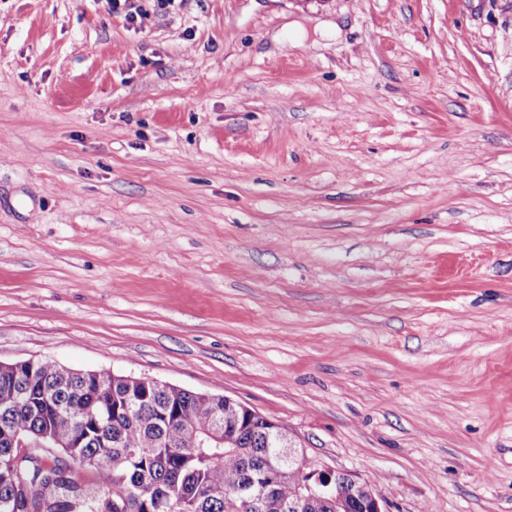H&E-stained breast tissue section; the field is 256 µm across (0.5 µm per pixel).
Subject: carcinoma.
<instances>
[{"label":"carcinoma","instance_id":"obj_1","mask_svg":"<svg viewBox=\"0 0 512 512\" xmlns=\"http://www.w3.org/2000/svg\"><path fill=\"white\" fill-rule=\"evenodd\" d=\"M218 420L240 424L233 443L209 436ZM0 428L53 447L30 457L0 442V512H11L17 495L34 512H229L227 496L277 448L224 399L174 385L157 392L108 369L75 372L51 360L0 369ZM74 465L93 472L99 490L78 482ZM310 470H288L277 497L302 498ZM302 512H336V501L326 493Z\"/></svg>","mask_w":512,"mask_h":512}]
</instances>
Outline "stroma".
I'll return each instance as SVG.
<instances>
[{
    "label": "stroma",
    "instance_id": "stroma-1",
    "mask_svg": "<svg viewBox=\"0 0 512 512\" xmlns=\"http://www.w3.org/2000/svg\"><path fill=\"white\" fill-rule=\"evenodd\" d=\"M44 359L512 512V0H0V362Z\"/></svg>",
    "mask_w": 512,
    "mask_h": 512
}]
</instances>
